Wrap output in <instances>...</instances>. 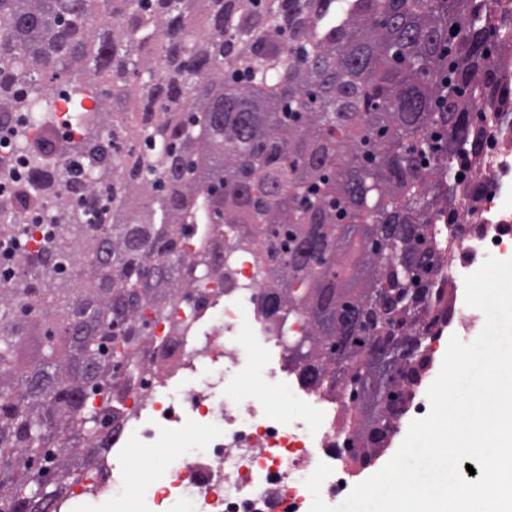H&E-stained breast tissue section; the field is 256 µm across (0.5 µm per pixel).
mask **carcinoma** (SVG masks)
<instances>
[{"label":"carcinoma","mask_w":512,"mask_h":512,"mask_svg":"<svg viewBox=\"0 0 512 512\" xmlns=\"http://www.w3.org/2000/svg\"><path fill=\"white\" fill-rule=\"evenodd\" d=\"M511 30L512 0H0V512H52L105 448L145 311L224 279L215 224L272 260L288 364L375 457L451 319L439 226L496 187L470 171L485 113L512 136ZM28 99L78 137L29 135Z\"/></svg>","instance_id":"obj_1"}]
</instances>
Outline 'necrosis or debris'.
Returning a JSON list of instances; mask_svg holds the SVG:
<instances>
[{"label": "necrosis or debris", "instance_id": "1", "mask_svg": "<svg viewBox=\"0 0 512 512\" xmlns=\"http://www.w3.org/2000/svg\"><path fill=\"white\" fill-rule=\"evenodd\" d=\"M214 240L224 254L223 279H198L153 323L147 357L115 403L119 425L111 451L95 461L90 491L63 490L76 512H172L183 501L191 512H309L304 481L322 461L333 468L323 500H345L353 477L345 429L350 399L305 383L287 366L286 330L264 308L269 285L257 255L223 227ZM510 241L505 225H467L451 239L439 284L461 288L470 257ZM257 373L282 392L283 407L242 394ZM196 428L206 433L202 447L171 466L148 497L128 489L116 460Z\"/></svg>", "mask_w": 512, "mask_h": 512}]
</instances>
